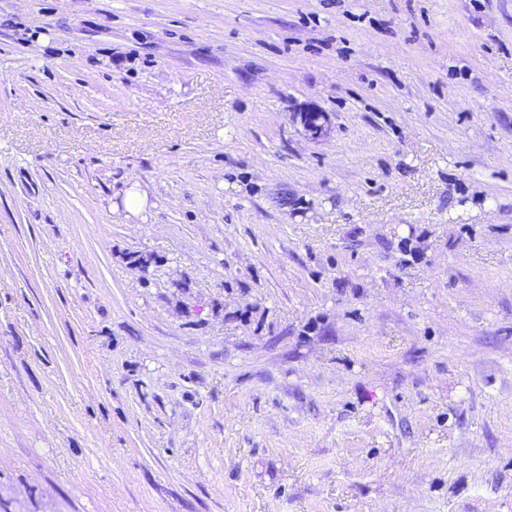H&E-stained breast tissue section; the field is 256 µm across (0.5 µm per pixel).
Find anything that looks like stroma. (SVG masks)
Masks as SVG:
<instances>
[{
  "label": "stroma",
  "mask_w": 512,
  "mask_h": 512,
  "mask_svg": "<svg viewBox=\"0 0 512 512\" xmlns=\"http://www.w3.org/2000/svg\"><path fill=\"white\" fill-rule=\"evenodd\" d=\"M0 512H512V0H0ZM300 122L311 139H322L329 132V117L326 112L317 109L300 112Z\"/></svg>",
  "instance_id": "stroma-1"
}]
</instances>
